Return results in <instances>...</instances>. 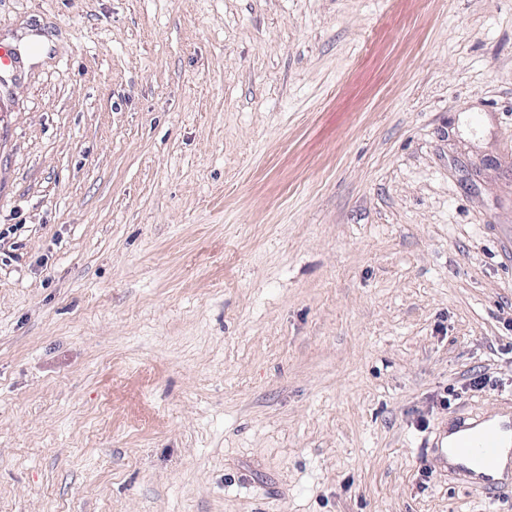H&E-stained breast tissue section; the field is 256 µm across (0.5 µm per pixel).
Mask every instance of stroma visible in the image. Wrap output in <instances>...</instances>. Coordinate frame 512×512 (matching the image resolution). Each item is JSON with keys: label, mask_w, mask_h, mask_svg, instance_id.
Instances as JSON below:
<instances>
[{"label": "stroma", "mask_w": 512, "mask_h": 512, "mask_svg": "<svg viewBox=\"0 0 512 512\" xmlns=\"http://www.w3.org/2000/svg\"><path fill=\"white\" fill-rule=\"evenodd\" d=\"M0 48V512H512L433 464L512 412V0H0Z\"/></svg>", "instance_id": "1"}]
</instances>
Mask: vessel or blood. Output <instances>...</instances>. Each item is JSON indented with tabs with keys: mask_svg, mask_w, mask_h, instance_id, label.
<instances>
[{
	"mask_svg": "<svg viewBox=\"0 0 512 512\" xmlns=\"http://www.w3.org/2000/svg\"><path fill=\"white\" fill-rule=\"evenodd\" d=\"M452 428L459 432L460 439L453 445L444 439L439 441L434 459L436 467L447 466L449 458L453 457L460 462L458 470L464 482L495 486L490 468L503 452L505 431L512 427L505 423L475 420L471 415L461 413L454 417Z\"/></svg>",
	"mask_w": 512,
	"mask_h": 512,
	"instance_id": "b4317fda",
	"label": "vessel or blood"
}]
</instances>
